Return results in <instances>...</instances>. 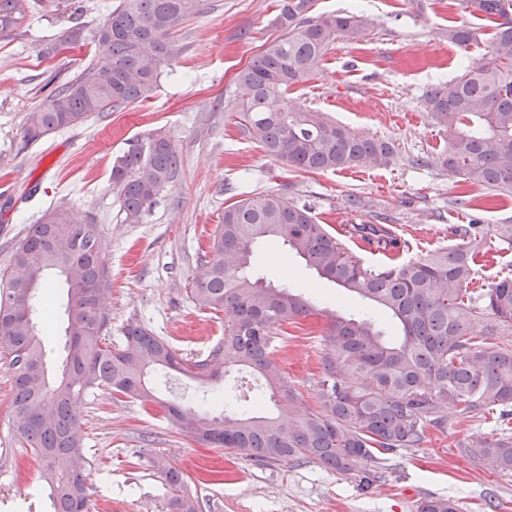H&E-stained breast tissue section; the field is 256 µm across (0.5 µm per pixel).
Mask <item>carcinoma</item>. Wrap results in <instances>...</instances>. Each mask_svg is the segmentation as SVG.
<instances>
[{"label":"carcinoma","mask_w":512,"mask_h":512,"mask_svg":"<svg viewBox=\"0 0 512 512\" xmlns=\"http://www.w3.org/2000/svg\"><path fill=\"white\" fill-rule=\"evenodd\" d=\"M313 0H282L283 34L238 76L237 126L264 153L303 172L386 166L392 142L349 130L319 110L288 105L287 93L307 81L338 39L355 40L372 21L359 15H309ZM34 0H0V36L23 27ZM203 0H117L95 27L81 8L70 17L56 50L89 42L91 56L78 75L62 81L26 113L23 138L41 139L83 124L94 114L149 99L178 54L173 37L202 10ZM494 24L486 62H471L456 79L429 91L430 118L448 135L437 163L484 190L512 198V0H458ZM448 43L462 51L479 29L448 27ZM177 145L155 131L136 136L112 162V186L121 220L140 224L176 175ZM266 237L287 246L283 261L302 258L319 277L370 304L355 316L337 315L325 341L319 405L301 410L296 390L275 357L273 342L310 313L304 297L252 271L253 244ZM455 242L420 259L401 257V243L383 224H349L344 239L317 222L312 208L284 194H259L224 208L207 250L199 256L190 297L196 308L224 314V336L204 359H189L137 322L123 343L102 336L101 312L109 277L97 225L64 208L30 225L0 271V347L12 373L16 436L41 463L51 512H89L87 460L75 405L94 388L116 399L159 407L191 439L265 462L308 461L363 481L376 454L418 448L431 428L444 430L448 405L469 418L488 406L512 415V349L489 339L512 330V277L469 293L477 260L504 243L512 224H459ZM375 248L384 264L369 266L351 245ZM56 267L76 270L66 288L67 356L48 375L38 320L47 318L38 291ZM486 321L474 335V323ZM226 369H247L256 397L245 405L232 395H203L189 403L158 399L149 375L164 371L202 383ZM470 453L490 469L512 472V434L483 439ZM164 484L169 512H200L188 476L163 455L150 462ZM417 512H460L450 499L426 497Z\"/></svg>","instance_id":"1"}]
</instances>
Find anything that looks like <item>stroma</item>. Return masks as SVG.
I'll return each mask as SVG.
<instances>
[{"label":"stroma","mask_w":512,"mask_h":512,"mask_svg":"<svg viewBox=\"0 0 512 512\" xmlns=\"http://www.w3.org/2000/svg\"><path fill=\"white\" fill-rule=\"evenodd\" d=\"M116 0H61L37 11L12 36L0 38V268L45 210L63 207L96 223L105 246L110 290L103 303L106 338L122 339L138 322L187 357L204 358L224 334V322L196 310L188 288L197 269L200 239L221 223L225 206L247 196L283 193L312 207L319 223L375 222L386 216L404 243L403 258L418 259L448 245L452 228L479 217L485 224L512 218V200L486 195L436 163L448 137L435 127L424 99L455 78L462 66L484 60L493 26L480 14L457 9L456 0H314L311 15L363 14L374 21L355 41H337L288 102L325 112L350 130L391 140L388 165L303 173L271 159L235 125L241 89L238 74L280 36L277 0H206L202 14L179 32L177 57L151 98L117 112L23 139L25 116L46 99L51 78L65 79L82 66L86 48L57 52L73 6L100 22ZM478 27L481 40L462 51L449 44L448 26ZM161 130L179 148L181 165L143 223L120 219L112 188V159L126 139ZM364 208L351 213L349 197ZM280 240L256 243L255 272L305 295L312 307L306 327L276 340L277 354L297 391L296 403H317L325 334L341 305L333 283L317 279L303 260H290V277L276 265ZM158 396L179 401L201 393L242 395L237 370L198 384L160 377ZM11 371L0 356V512H50L48 487L26 464L31 451L13 432ZM82 449L90 464V512H167V494L149 466L162 454L191 478L202 512H416L428 496L452 498L462 512H512V473L482 466L469 446L502 430L497 412L463 421L444 411L446 430H430L417 448L380 454L378 481L359 480L301 462L265 463L186 437L162 415L133 400L114 401L92 389L78 405Z\"/></svg>","instance_id":"1"}]
</instances>
